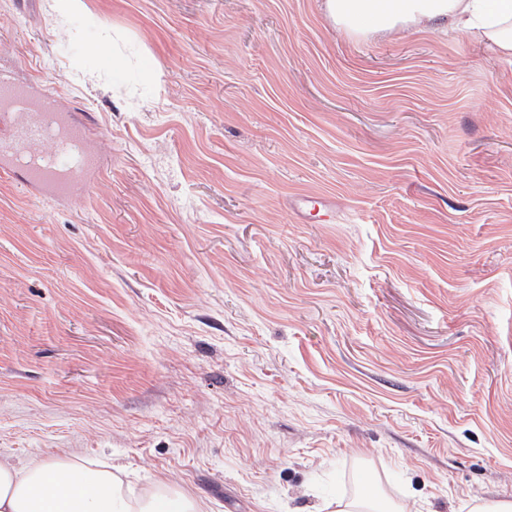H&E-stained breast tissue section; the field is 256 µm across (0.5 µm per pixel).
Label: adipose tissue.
<instances>
[{
	"mask_svg": "<svg viewBox=\"0 0 512 512\" xmlns=\"http://www.w3.org/2000/svg\"><path fill=\"white\" fill-rule=\"evenodd\" d=\"M323 9L355 36L441 30L512 57V0H323ZM119 473L71 460H3L0 512H201L198 501L162 482L147 494L124 488Z\"/></svg>",
	"mask_w": 512,
	"mask_h": 512,
	"instance_id": "obj_1",
	"label": "adipose tissue"
}]
</instances>
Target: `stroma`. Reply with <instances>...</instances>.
I'll return each mask as SVG.
<instances>
[{
	"instance_id": "stroma-1",
	"label": "stroma",
	"mask_w": 512,
	"mask_h": 512,
	"mask_svg": "<svg viewBox=\"0 0 512 512\" xmlns=\"http://www.w3.org/2000/svg\"><path fill=\"white\" fill-rule=\"evenodd\" d=\"M0 0V72L85 116L0 170V460L203 512L512 501V59L322 0ZM122 55L117 80L90 47ZM13 84L10 77L0 73V98L17 104L13 109L0 110L11 115L6 117L0 139L1 168L20 169L29 186L41 187L53 197H65L100 167L98 155L85 148L86 127L53 94L40 93L38 103L32 104ZM59 121L66 129L64 136L58 134ZM49 141L57 142L67 159L65 164L58 156L42 153L41 147Z\"/></svg>"
}]
</instances>
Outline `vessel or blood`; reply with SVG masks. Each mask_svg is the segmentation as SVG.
I'll use <instances>...</instances> for the list:
<instances>
[{"label": "vessel or blood", "instance_id": "vessel-or-blood-1", "mask_svg": "<svg viewBox=\"0 0 512 512\" xmlns=\"http://www.w3.org/2000/svg\"><path fill=\"white\" fill-rule=\"evenodd\" d=\"M15 103L17 109L6 119L0 134V167L22 170L29 186L43 188L54 197L67 196L74 186L94 176L100 161L85 147L86 127L60 101L44 92L37 103L0 73V98ZM57 142L59 155L42 153V146Z\"/></svg>", "mask_w": 512, "mask_h": 512}]
</instances>
